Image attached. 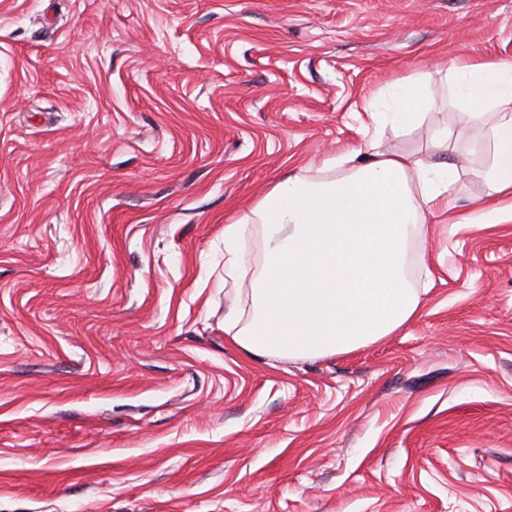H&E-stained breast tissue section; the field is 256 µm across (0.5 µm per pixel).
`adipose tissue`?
I'll return each mask as SVG.
<instances>
[{
  "label": "adipose tissue",
  "instance_id": "1",
  "mask_svg": "<svg viewBox=\"0 0 512 512\" xmlns=\"http://www.w3.org/2000/svg\"><path fill=\"white\" fill-rule=\"evenodd\" d=\"M468 121L492 147L481 172L490 195L512 192V63H464L454 71ZM432 73L401 86L385 103L395 125L412 127L429 105ZM336 177L290 176L224 227V274L249 279V310H230L224 331L245 353L298 359L372 345L418 317L425 272L421 248L430 216L448 202L458 167L378 140L336 161ZM255 252L243 254L246 225Z\"/></svg>",
  "mask_w": 512,
  "mask_h": 512
}]
</instances>
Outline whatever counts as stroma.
I'll list each match as a JSON object with an SVG mask.
<instances>
[{"label": "stroma", "mask_w": 512, "mask_h": 512, "mask_svg": "<svg viewBox=\"0 0 512 512\" xmlns=\"http://www.w3.org/2000/svg\"><path fill=\"white\" fill-rule=\"evenodd\" d=\"M512 0H0V512H512V200L461 60ZM432 70L419 126L367 102ZM467 153L420 316L348 354L224 332V227L364 149Z\"/></svg>", "instance_id": "35a3bbf8"}]
</instances>
